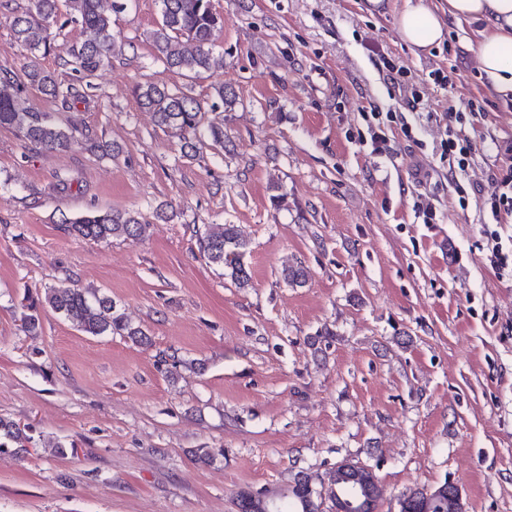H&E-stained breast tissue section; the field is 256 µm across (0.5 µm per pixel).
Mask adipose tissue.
<instances>
[{"label":"adipose tissue","mask_w":512,"mask_h":512,"mask_svg":"<svg viewBox=\"0 0 512 512\" xmlns=\"http://www.w3.org/2000/svg\"><path fill=\"white\" fill-rule=\"evenodd\" d=\"M453 23L478 25V69L497 94L512 97V0H405L395 20L402 40L422 51L440 45Z\"/></svg>","instance_id":"adipose-tissue-1"}]
</instances>
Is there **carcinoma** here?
Segmentation results:
<instances>
[{
  "label": "carcinoma",
  "instance_id": "cac0c4a2",
  "mask_svg": "<svg viewBox=\"0 0 512 512\" xmlns=\"http://www.w3.org/2000/svg\"><path fill=\"white\" fill-rule=\"evenodd\" d=\"M29 6L15 17L12 27L16 42L32 52L50 46L51 29L75 23L81 26L84 38L65 49L68 66L75 77L62 81L52 73L38 68L25 72L30 86L53 98L62 107L69 108L85 98L89 79L111 62L112 57L124 52L125 43L112 31L111 13L126 9L127 0H111L105 10L102 0H28ZM161 18L146 39L152 45L155 58L172 71L201 74L216 64L213 47L223 19L212 10L210 0H158ZM17 76L0 75V126L16 130L27 142L48 151L71 150L74 139L56 117L21 104ZM141 105L152 112L157 126L189 134L185 138L184 156L196 155L205 141L195 136L200 125V108L196 100L179 89H170L154 83L139 87ZM218 103L224 111L237 104V94L231 87L215 88ZM146 222L133 211L91 210L66 222V231L78 238L92 241L111 239H138L143 236ZM199 250L211 265L224 271L235 287L246 290L253 287L247 262L248 243L241 238L237 225L207 224L199 238ZM282 280L290 287L303 286L307 269L300 263L288 264L281 271ZM49 307L60 317L70 321L80 331L92 336L118 335L132 343L147 346L151 339L146 330L133 325L115 300L107 295L89 293L82 288H48L44 297H26L21 303V329L33 333L41 328V310ZM33 444L28 427L0 417V452L13 449L25 451ZM328 498L336 512H376L383 489L375 471L370 470L360 481L347 480L336 468L323 476L299 472L288 488V494L277 495L271 502L273 512H304L309 495ZM399 512H456L454 499L446 494L425 501V491L418 486L407 489L399 497ZM237 512H265L262 500L242 493L236 499Z\"/></svg>",
  "mask_w": 512,
  "mask_h": 512
}]
</instances>
